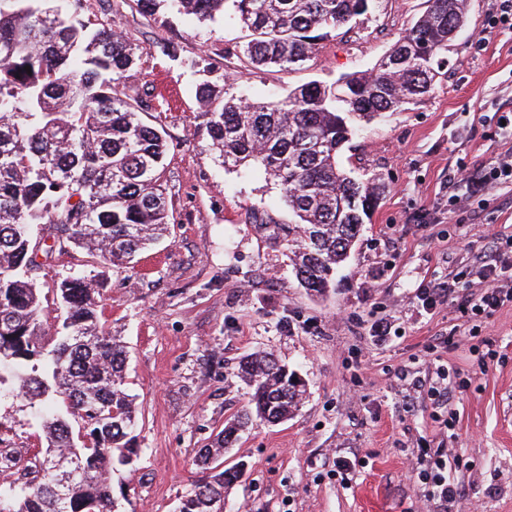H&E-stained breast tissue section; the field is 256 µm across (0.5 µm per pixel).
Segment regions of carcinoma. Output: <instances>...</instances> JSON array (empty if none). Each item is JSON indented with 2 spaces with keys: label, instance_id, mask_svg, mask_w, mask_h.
Here are the masks:
<instances>
[{
  "label": "carcinoma",
  "instance_id": "1",
  "mask_svg": "<svg viewBox=\"0 0 512 512\" xmlns=\"http://www.w3.org/2000/svg\"><path fill=\"white\" fill-rule=\"evenodd\" d=\"M232 2L246 30L239 69L290 73L320 42L367 13L372 0H134L145 13L165 6L200 21ZM53 0H0V386L41 409L46 447L5 458L30 479L0 491V512H120L113 480L139 456L135 397L125 386V346L99 313L103 284L70 274L54 285L60 315L41 303L32 255L77 249L127 268L161 240L173 218L167 132L139 116L141 102L116 85L135 64L115 25L91 29L65 19ZM467 0H428L425 14L362 73L291 87L269 101L197 87L205 128L227 169L258 167L281 187L291 224L256 225L280 247L298 285L316 296L356 246L383 185L339 163L361 127L431 95L444 77L441 52L465 24ZM30 70H24V67ZM255 351L235 377L248 402L202 448L204 477L178 512H220L243 469L218 468L238 434L280 423L303 404L304 380Z\"/></svg>",
  "mask_w": 512,
  "mask_h": 512
}]
</instances>
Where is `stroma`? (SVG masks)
I'll return each mask as SVG.
<instances>
[{
    "label": "stroma",
    "mask_w": 512,
    "mask_h": 512,
    "mask_svg": "<svg viewBox=\"0 0 512 512\" xmlns=\"http://www.w3.org/2000/svg\"><path fill=\"white\" fill-rule=\"evenodd\" d=\"M426 0H377L287 74L236 68L246 32L232 17L199 23L134 0H94L89 28L115 23L138 57L118 89L144 101L142 119L167 132L175 224L133 269L53 253L40 272L55 314L54 280L75 270L106 285L102 320L127 352L140 456L114 478L124 512H176L200 478L196 458L246 405L233 372L255 350L298 371L307 398L292 418L241 433L224 454L244 479L224 512H512V302L465 316L454 296L423 309L420 286L480 294L477 262L512 235V182L473 196L450 172L512 156V0H468V20L443 53L445 79L424 103L374 120L341 161L385 192L324 299L300 288L285 256L255 231V215L292 220L282 192L260 172L221 167L196 91L208 77L227 93L268 99L314 80L371 69L425 12ZM177 50L170 60L164 46ZM209 53L213 73L190 68ZM446 375L448 398L431 386ZM32 409L0 394V453L40 445ZM444 449L462 505L423 501L420 451ZM347 472H338L337 461Z\"/></svg>",
    "instance_id": "1"
}]
</instances>
